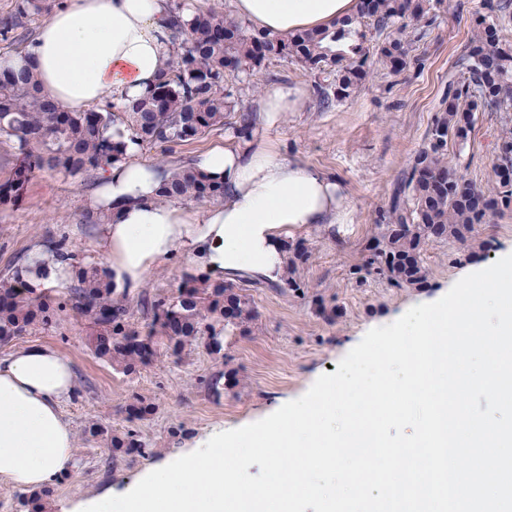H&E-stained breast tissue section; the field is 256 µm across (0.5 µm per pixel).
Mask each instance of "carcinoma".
<instances>
[{"label": "carcinoma", "mask_w": 512, "mask_h": 512, "mask_svg": "<svg viewBox=\"0 0 512 512\" xmlns=\"http://www.w3.org/2000/svg\"><path fill=\"white\" fill-rule=\"evenodd\" d=\"M55 0H18L23 17H46ZM492 15L475 11L472 34L456 61L458 74L448 81L427 132V145L413 157L397 182L376 245L368 249L354 274L384 279L394 288H424L428 270L424 247L451 240L460 245L456 261H467L479 235L478 225L493 215L512 211V182L496 179L481 188L459 173L448 158V141L467 140L479 109L512 111V46L504 43V22L512 16V0L488 4ZM431 0H360L356 16L322 30L287 36L256 31L218 11L196 13L185 20L172 9L171 67L153 87L127 103L122 122L141 143H180L203 137L222 127L235 111L224 95V80L253 74L272 60L295 64L317 74L336 73V99L350 97L365 76L369 48L357 23L368 20L385 35L377 56L398 74L410 63L409 49L394 35L406 19L429 16ZM111 111L67 112L42 93L29 70L0 72V140L13 142V152L0 157L8 177L0 180V207L21 202L37 171L90 174L126 159L124 143L114 138ZM495 172L512 169V129L497 143ZM224 198V181L187 164L169 170L158 194L161 202L204 203ZM104 205L89 201L80 214L82 224H108ZM60 258L69 261L73 284L58 296L36 287L28 261L0 276V345H8L36 330L55 327L69 313L85 322L92 353L124 375L165 357L181 362L198 346L212 354L224 350V334L250 336L258 320L246 289L205 275L188 274L171 296L150 297L141 292L140 304L150 315L141 329L130 323L132 298L116 295L107 269L85 265L61 234L49 239ZM288 271L282 285L300 291L305 283L300 267L311 252L304 243L289 245ZM240 371L224 361V370L207 380L209 396L241 385ZM154 406L135 396L124 412L128 425L120 432L99 422L86 427L85 441L99 443L112 454V463L134 453L145 454L136 422ZM57 482L27 493L29 512H47Z\"/></svg>", "instance_id": "1"}]
</instances>
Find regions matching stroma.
Listing matches in <instances>:
<instances>
[{
    "label": "stroma",
    "instance_id": "stroma-1",
    "mask_svg": "<svg viewBox=\"0 0 512 512\" xmlns=\"http://www.w3.org/2000/svg\"><path fill=\"white\" fill-rule=\"evenodd\" d=\"M480 3L435 0L436 21L425 40L411 45L410 66L393 75L376 55H369L366 79L350 98L327 110L318 105L321 89L330 82L324 74L273 63L255 75L225 82L224 90L232 99L255 111L273 89L299 86L306 90L305 109L288 113L263 136L277 150L336 178L350 213L346 224H318L301 232L311 251L300 271L304 292L266 284L252 289L259 312L254 332L227 336L223 356L200 347L182 363L158 360L126 376L94 357L85 327L69 317L48 331L20 338L8 347L0 345L1 357L29 344L48 345L73 366L77 392L62 404L61 412L79 440L74 467L59 484L48 512L109 490L123 491L155 463L190 450L213 432L267 417L305 394L320 375L335 373L339 361L370 329L447 291L471 268L512 250L509 212L481 225L479 244L469 261L455 262L456 245L427 246V287L393 288L373 278L360 282L352 273L367 242L378 233L394 184L427 143L438 101L471 36L472 15ZM509 128L512 112H479L468 140L449 142L448 152L466 179L480 187L495 181L496 143ZM224 135V129L218 128L183 145L145 144L140 158L151 163L164 158L177 167L222 142ZM92 195L83 178L36 173L22 202L0 210V274L11 271L18 257L29 254L37 242L62 233L85 262L106 265L97 246L98 227L79 221ZM193 269L185 255L175 254L149 274L145 287L154 295H172L184 273ZM326 310L336 311L334 321L323 318ZM228 363L239 369L244 382L221 400H213L203 382ZM135 395L156 405L155 413L138 423L149 454L116 463L105 448L81 442L85 427L94 421L123 429L119 409Z\"/></svg>",
    "mask_w": 512,
    "mask_h": 512
}]
</instances>
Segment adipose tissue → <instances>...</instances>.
<instances>
[{"label": "adipose tissue", "instance_id": "ef3b65f1", "mask_svg": "<svg viewBox=\"0 0 512 512\" xmlns=\"http://www.w3.org/2000/svg\"><path fill=\"white\" fill-rule=\"evenodd\" d=\"M236 14L261 30L287 35L351 17L357 0H233ZM170 0H70L1 68L31 63L43 93L81 112L104 96L116 108L153 86L168 67ZM298 87L268 93L258 125L275 126L303 110ZM127 140L124 162L100 170L97 197L112 210L99 245L117 292L135 293L157 266L182 253L202 272L227 282L278 283L286 245L314 224H341L347 202L326 173L288 157L252 135H230L199 155L195 166L224 182L222 203L202 209L157 200L164 172L140 160ZM71 362L52 347L30 344L0 357V477L30 491L72 466L75 436L61 405L74 391Z\"/></svg>", "mask_w": 512, "mask_h": 512}]
</instances>
